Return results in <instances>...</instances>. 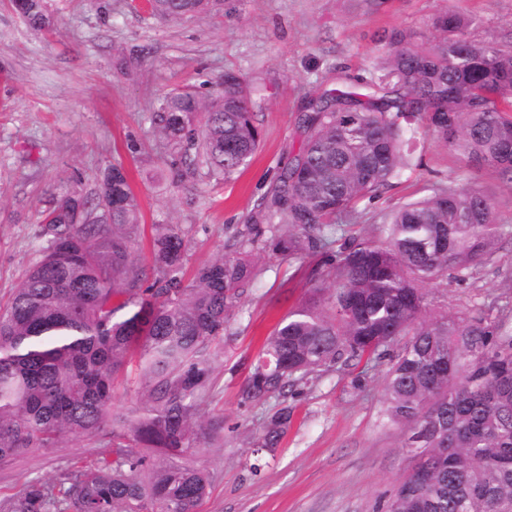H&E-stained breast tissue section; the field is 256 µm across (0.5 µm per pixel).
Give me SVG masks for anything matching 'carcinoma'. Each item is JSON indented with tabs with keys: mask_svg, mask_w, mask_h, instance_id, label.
I'll use <instances>...</instances> for the list:
<instances>
[{
	"mask_svg": "<svg viewBox=\"0 0 512 512\" xmlns=\"http://www.w3.org/2000/svg\"><path fill=\"white\" fill-rule=\"evenodd\" d=\"M224 0H151L150 16L195 17ZM23 18L48 31L46 0ZM474 20L434 16L432 38L392 31L365 94L328 89L298 117V153L235 236L231 253L185 279L178 224L152 226L151 260L136 248L141 212L117 161L94 197L55 195L41 224L46 246L0 309V462L101 436L111 448L30 481L0 512H196L209 473L187 462L224 430L203 420L210 362L261 269L262 248L325 257V277L289 311L259 352L245 402L281 395L324 368L389 362L383 396L405 430L414 467L385 512H512V323L433 305L424 287L468 280L501 238L494 199L435 182L379 216L381 241L345 235L391 180L417 166L416 135L433 132L468 162L512 182V45L469 37ZM263 88L233 71L208 96L159 97L153 121L167 144L228 180L260 145ZM137 361L144 390L131 415L110 417L114 382ZM291 413L267 421L260 448L278 446Z\"/></svg>",
	"mask_w": 512,
	"mask_h": 512,
	"instance_id": "cac0c4a2",
	"label": "carcinoma"
}]
</instances>
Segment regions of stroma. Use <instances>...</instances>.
Here are the masks:
<instances>
[{
	"instance_id": "stroma-1",
	"label": "stroma",
	"mask_w": 512,
	"mask_h": 512,
	"mask_svg": "<svg viewBox=\"0 0 512 512\" xmlns=\"http://www.w3.org/2000/svg\"><path fill=\"white\" fill-rule=\"evenodd\" d=\"M57 26L31 30L0 0V305L44 245L39 221L56 187L88 194L122 161L137 195L149 251L154 224L180 225L187 268L224 254L278 168L301 140L298 114L317 88L361 91L395 29L420 35L441 11L479 18L477 41L512 38V0H224L218 14L160 20L135 0H47ZM265 87L257 114L262 141L231 180L210 178L184 152L166 148L153 101L177 88L207 95L225 71ZM423 164L383 190L347 234L373 235L381 211L423 196L431 183L467 184L492 194L509 238L492 263L463 284L429 289L449 311L512 321V184L470 166L426 134ZM264 272L245 294L212 364L206 413L223 419V443L192 462L212 480L197 512H373L410 470L400 427L384 418L380 364L335 366L289 388L287 396L243 401L253 362L277 323L304 299L320 261L264 252ZM289 407L278 448L255 447L268 417ZM86 438L0 464V499L33 479L55 480L67 462L103 453Z\"/></svg>"
}]
</instances>
